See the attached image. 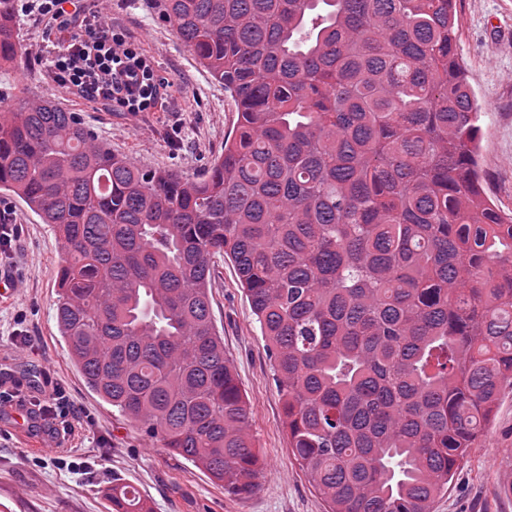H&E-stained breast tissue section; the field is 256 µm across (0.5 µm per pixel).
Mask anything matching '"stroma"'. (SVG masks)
<instances>
[{
    "instance_id": "stroma-1",
    "label": "stroma",
    "mask_w": 512,
    "mask_h": 512,
    "mask_svg": "<svg viewBox=\"0 0 512 512\" xmlns=\"http://www.w3.org/2000/svg\"><path fill=\"white\" fill-rule=\"evenodd\" d=\"M114 27L126 30L173 83L167 109L131 116L63 93L44 65L55 37L42 18L20 12V60L0 64V93L12 101L43 97L79 118L114 152L147 170L191 177L223 151L237 122L234 104L158 16L150 0H85ZM457 53L484 110L481 165L487 193L512 213V0H458ZM0 220L18 224L12 278L16 293L0 303V369L7 385L52 381L77 405L81 422L61 447L43 434L21 433L14 409L0 406V512H111L113 483H127L154 512H326L288 446L282 399L273 380L260 326L229 260L216 263L212 316L224 355L252 411L261 458L253 493L233 498L191 463L127 423L86 385L67 356L56 318L62 252L52 228L16 197L0 193ZM28 335L17 354L12 333ZM91 461L74 474L55 463L56 451ZM432 512H512V386L503 387L480 447L471 449Z\"/></svg>"
}]
</instances>
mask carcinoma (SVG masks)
<instances>
[{"label": "carcinoma", "mask_w": 512, "mask_h": 512, "mask_svg": "<svg viewBox=\"0 0 512 512\" xmlns=\"http://www.w3.org/2000/svg\"><path fill=\"white\" fill-rule=\"evenodd\" d=\"M238 119L195 177L142 170L50 100H0V191L65 255L87 386L250 494L252 413L209 288L228 259L326 512H430L512 384V215L486 196L457 0H154ZM0 0V63L22 50ZM112 512H142L112 485Z\"/></svg>", "instance_id": "1"}]
</instances>
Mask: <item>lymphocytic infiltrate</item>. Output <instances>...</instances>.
<instances>
[{
  "label": "lymphocytic infiltrate",
  "mask_w": 512,
  "mask_h": 512,
  "mask_svg": "<svg viewBox=\"0 0 512 512\" xmlns=\"http://www.w3.org/2000/svg\"><path fill=\"white\" fill-rule=\"evenodd\" d=\"M34 11L60 34L58 50L47 61L58 87L108 110L136 115L165 111L171 81L126 34L103 17L86 14L82 0H34ZM78 408L61 389L35 400L33 427L50 438L70 434Z\"/></svg>",
  "instance_id": "1"
}]
</instances>
